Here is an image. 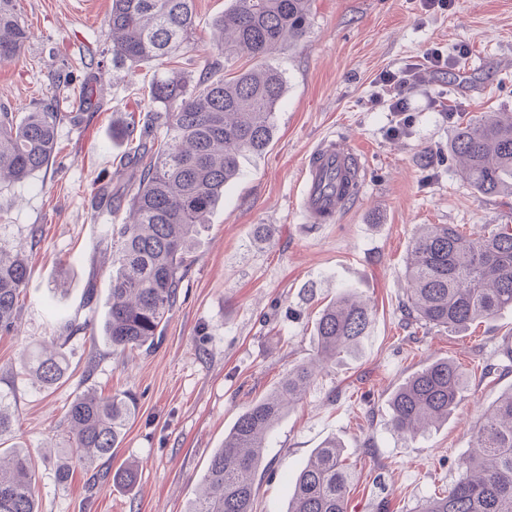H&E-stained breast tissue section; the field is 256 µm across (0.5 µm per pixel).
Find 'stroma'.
<instances>
[{"label":"stroma","mask_w":512,"mask_h":512,"mask_svg":"<svg viewBox=\"0 0 512 512\" xmlns=\"http://www.w3.org/2000/svg\"><path fill=\"white\" fill-rule=\"evenodd\" d=\"M112 0H18L31 32L21 55L0 63V104L31 111L57 75L61 88L56 149L47 169L0 183V239L28 243L31 274L11 333L0 332V388L12 390L17 425L7 444L26 448L38 471L40 512H187L225 431L250 403L273 390L316 352L315 321L339 286L370 302V333L329 364L269 437L256 512H286L290 480L325 440L337 438L357 477L349 512H418L458 479L472 429L512 387V312L448 334L405 329L401 305L409 241L422 224L484 233L512 224V196L485 197L463 182L449 152L458 123L512 113V0H452L425 11L421 0H312L301 41L269 59L287 79L267 152L241 161L193 252L180 297L151 351L116 355L100 338L108 310L110 224L95 194L136 147L123 132L148 105L151 80L172 71L195 80L213 55L211 22L232 0H195L197 28L186 54L128 72L105 52ZM94 59H86L87 49ZM448 57L447 70L408 97L409 123L374 105L375 79L421 57ZM95 83L80 104L81 83ZM340 137L365 158L359 199L333 224H307L296 208L303 163L319 141ZM269 238L256 240L255 225ZM95 289L92 309L83 302ZM91 319L63 352L68 377L39 387L25 350L62 332L63 318ZM453 361L465 385L447 423L413 440L388 421L391 392L413 372ZM129 390L138 412L111 459L97 471L55 470L69 455L64 414L84 391ZM139 466L132 490L113 472Z\"/></svg>","instance_id":"35a3bbf8"}]
</instances>
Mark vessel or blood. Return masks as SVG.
<instances>
[{
    "mask_svg": "<svg viewBox=\"0 0 512 512\" xmlns=\"http://www.w3.org/2000/svg\"><path fill=\"white\" fill-rule=\"evenodd\" d=\"M360 153L343 141L325 139L309 153L297 192V205L310 224L336 222L363 189Z\"/></svg>",
    "mask_w": 512,
    "mask_h": 512,
    "instance_id": "vessel-or-blood-1",
    "label": "vessel or blood"
}]
</instances>
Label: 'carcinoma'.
I'll return each mask as SVG.
<instances>
[{"label": "carcinoma", "instance_id": "carcinoma-1", "mask_svg": "<svg viewBox=\"0 0 512 512\" xmlns=\"http://www.w3.org/2000/svg\"><path fill=\"white\" fill-rule=\"evenodd\" d=\"M194 0H112L105 31L112 63L136 68L188 48L197 27ZM310 0H233L212 21L217 54L195 82L172 73L148 85L139 143L124 167L138 173L139 188L126 199L124 171L98 188L118 209L128 202L130 222L110 224V306L100 333L112 352L151 348L176 306L192 249L224 188L241 174V159L266 152L287 81L267 59L284 42L303 39ZM14 0H0V62L16 58L29 42ZM247 57L249 66L227 63ZM54 98L20 116L0 106V181L23 182L48 166L61 112ZM461 177L485 196L512 195V117L496 113L459 124L450 140ZM30 276L21 243L0 242V330H10ZM409 288L405 325L414 322L458 333L512 309V228L464 234L454 224H425L414 235L406 264ZM371 320V307L348 288L325 305L315 324L316 357L288 370L277 387L247 406L224 433L202 477V493L188 512H253L256 480L267 435L315 380L314 366L353 352ZM90 322L63 323L65 336L28 355L26 367L41 387L66 376L63 346ZM462 388L458 368L438 359L409 376L389 400L391 429L413 439L448 419ZM14 395L0 390V438L12 433ZM130 392L83 393L65 413L71 458L94 468L112 457L137 412ZM457 481L425 501L420 512H512V389L500 394L471 433L470 452ZM138 466L115 470L112 482L131 488ZM351 473L342 445L326 440L299 472L288 512H348ZM0 512H39L35 465L20 450L0 452Z\"/></svg>", "mask_w": 512, "mask_h": 512}]
</instances>
